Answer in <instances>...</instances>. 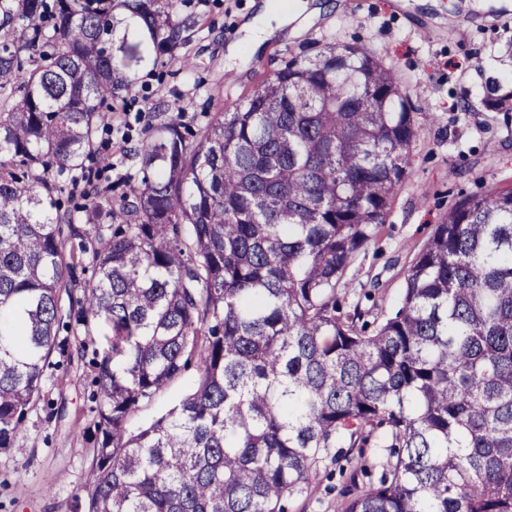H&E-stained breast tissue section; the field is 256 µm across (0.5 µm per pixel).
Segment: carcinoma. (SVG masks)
Masks as SVG:
<instances>
[{
    "instance_id": "cac0c4a2",
    "label": "carcinoma",
    "mask_w": 512,
    "mask_h": 512,
    "mask_svg": "<svg viewBox=\"0 0 512 512\" xmlns=\"http://www.w3.org/2000/svg\"><path fill=\"white\" fill-rule=\"evenodd\" d=\"M188 30L171 0H0V449L68 340L61 232L80 219L99 247L78 317L112 335L87 512H284L344 446L389 457L341 512H512V186L448 208L371 329L338 286L418 125L360 47L290 58L195 141L153 127L140 181L101 188L112 100ZM487 107L512 111V88L491 80ZM56 168L80 171L82 202L61 208ZM193 364L176 405L126 426Z\"/></svg>"
}]
</instances>
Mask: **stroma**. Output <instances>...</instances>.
Listing matches in <instances>:
<instances>
[{
    "mask_svg": "<svg viewBox=\"0 0 512 512\" xmlns=\"http://www.w3.org/2000/svg\"><path fill=\"white\" fill-rule=\"evenodd\" d=\"M266 2L175 0V17L196 21L186 46L194 66L183 69L164 54L132 73L118 128L102 135L112 151L104 178L119 193L127 177H141L138 150L150 127L174 116L199 131L208 113L245 100L289 58L314 55L325 43L358 45L390 69L419 125L410 173L345 276V305L361 304L372 320L391 314L408 266L448 208L462 196L512 186V112L484 105L489 80L512 83V0H306L296 18L295 0H278L287 21L257 40L251 29ZM62 241L82 259L72 284L78 297L94 281L97 240L66 232ZM72 334L53 353L22 434L0 451V512H75L84 494L98 422L91 358L106 338L96 320ZM197 376L184 372L132 414L129 428L166 412ZM350 468L344 449H330L303 491L284 499L285 512H340Z\"/></svg>",
    "mask_w": 512,
    "mask_h": 512,
    "instance_id": "35a3bbf8",
    "label": "stroma"
}]
</instances>
